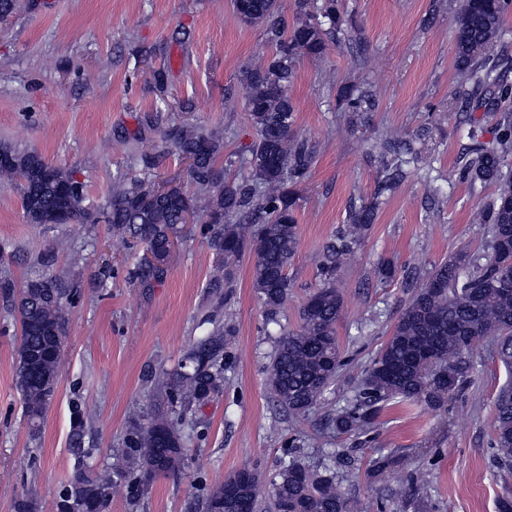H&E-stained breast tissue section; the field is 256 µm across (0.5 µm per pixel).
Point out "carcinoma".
<instances>
[{
    "instance_id": "cac0c4a2",
    "label": "carcinoma",
    "mask_w": 512,
    "mask_h": 512,
    "mask_svg": "<svg viewBox=\"0 0 512 512\" xmlns=\"http://www.w3.org/2000/svg\"><path fill=\"white\" fill-rule=\"evenodd\" d=\"M311 0H294L295 19L288 23L279 0H233L246 23L265 25L272 51L267 62L245 68L241 83L256 141L247 160L248 176L229 181L216 166L219 138L203 129L173 125L164 136L188 161L187 179L200 195L176 187L160 193L151 178L152 157L136 159L141 173L118 172L104 207L86 204L82 184L73 172L52 165L35 150L21 151L0 142V182L20 189L22 208L31 224H97L112 227V238L123 247L135 244L162 255L169 233L178 224L206 217L205 237L215 255L208 282L209 295L224 300L232 287L224 246L235 247V259L245 251L243 230L257 225L250 247L253 288L267 321L280 324L291 283L288 268L298 247L297 198L288 186L307 177L317 144L297 135L295 106L288 95L300 60L325 58L331 47L352 42L344 28L338 0H322L317 13ZM512 12V0H464L455 21V65L469 112L497 115L493 139L480 141L484 127L470 124L471 157L448 174L472 188L496 186V194L480 212L487 238L478 250H463L432 265L402 310L391 334L355 383L347 406L336 411L332 426L342 434H367L374 429L381 407L394 399L430 407L443 395L465 389L474 371L473 348L496 342L500 362L512 373V60L486 53L500 37L502 22ZM376 100L368 87L344 86L337 91L340 112L364 116ZM382 169L378 189L369 202L349 207L346 224L316 258L319 284L299 312L295 330L282 329L267 366V386L275 402L294 417H304L319 405L344 365L336 336L343 315V297L336 276L356 257L379 210V197L398 187L403 177V146L391 131L378 141ZM166 272L164 264L139 263L127 279L139 288H152ZM78 285L61 270L29 280L21 289L0 277V300L16 315L20 343L15 357V384L31 431L39 433L61 375L65 341V310ZM178 371L150 369L145 381L166 395L170 414L144 420L130 418L116 461L94 467L78 450L74 471L56 502V512H107L112 487L127 482L138 498L141 487L158 476H175L185 468L188 435L185 428L200 424L201 408L224 389V337L229 322L212 321ZM87 409H75L72 436L81 441L89 424ZM492 448L499 465L512 468V380L494 399ZM334 453L317 462L283 459L264 477L242 468L228 477L235 497L224 498V484L208 489L201 512H239L248 501L257 512L261 483H266L273 512H356L336 480Z\"/></svg>"
}]
</instances>
